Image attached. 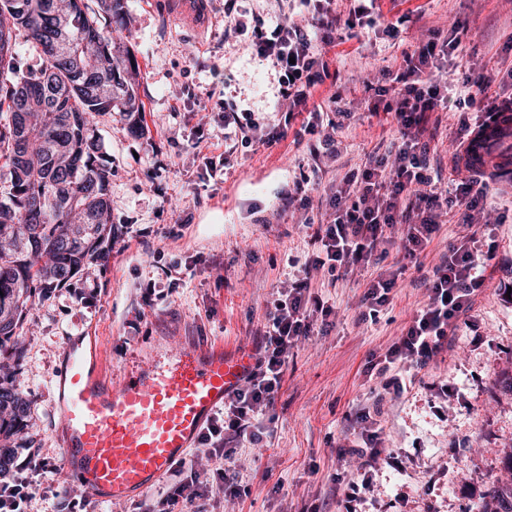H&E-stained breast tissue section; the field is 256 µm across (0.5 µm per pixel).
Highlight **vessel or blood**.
Returning <instances> with one entry per match:
<instances>
[{
	"label": "vessel or blood",
	"instance_id": "vessel-or-blood-1",
	"mask_svg": "<svg viewBox=\"0 0 512 512\" xmlns=\"http://www.w3.org/2000/svg\"><path fill=\"white\" fill-rule=\"evenodd\" d=\"M480 127L463 173L484 171L493 142L512 133V105L500 104ZM255 364L247 348L158 349L115 384L88 378L81 357L68 352L69 397L61 412L66 473L102 503L146 492L184 459Z\"/></svg>",
	"mask_w": 512,
	"mask_h": 512
}]
</instances>
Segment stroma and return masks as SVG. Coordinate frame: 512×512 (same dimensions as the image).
<instances>
[{"label": "stroma", "mask_w": 512, "mask_h": 512, "mask_svg": "<svg viewBox=\"0 0 512 512\" xmlns=\"http://www.w3.org/2000/svg\"><path fill=\"white\" fill-rule=\"evenodd\" d=\"M171 0H124L128 15L118 41L137 60L144 104L140 127L122 114L95 120L102 153L112 163V251L66 286L36 298L24 323V360L16 379L29 403L10 476L29 450L62 461L59 378L66 349L86 341L91 361L120 381L149 346L177 351L193 343L249 348L279 288L304 275L313 247L287 203L294 183L311 171L307 147L324 128L305 132L289 118L278 76L235 33L224 0H207V27L174 16ZM400 21L397 37L382 22ZM457 30V52L442 61L450 82L485 76L490 107L512 99V0H375L371 17L349 40L324 50L328 76L314 102L339 94L353 116L336 130L341 157L322 159L321 184L311 196L315 219H327V199L345 173L364 163L380 142L398 135L390 115L370 114V83L397 68L404 53L433 35ZM255 112L285 136L242 146L224 136L223 103ZM475 112L439 111L428 122L431 163L452 179L451 159L461 122ZM480 248L485 283L459 321L448 351L416 376L398 398L384 399L373 420L395 456L381 466L360 512H477L504 479L512 452V177L498 179ZM464 214L448 210L427 250L413 257L390 247L383 261L331 278L313 275L333 311L325 326L302 338L285 369L274 403L264 411L269 434L241 442L224 480L242 488L233 502L204 500L206 512H336L357 463L340 458L357 418L371 408L380 377L368 374L427 299L440 257L463 235ZM178 278L166 275L170 263ZM396 276L391 301L362 320L367 282ZM47 488L33 512H57L81 493L63 470L33 473Z\"/></svg>", "instance_id": "stroma-1"}]
</instances>
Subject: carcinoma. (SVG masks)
<instances>
[{
  "mask_svg": "<svg viewBox=\"0 0 512 512\" xmlns=\"http://www.w3.org/2000/svg\"><path fill=\"white\" fill-rule=\"evenodd\" d=\"M0 0V355L23 361L17 348L28 304L68 282L87 263L106 258L112 228V166L100 151L93 118L139 116L138 63L113 33L125 20L124 0ZM70 40L57 42L59 16ZM37 63L17 65L18 36ZM27 124L33 151L14 162L17 122ZM39 203L34 209L31 203ZM25 402L0 373V470L25 428ZM478 512H512V484L498 487Z\"/></svg>",
  "mask_w": 512,
  "mask_h": 512,
  "instance_id": "cac0c4a2",
  "label": "carcinoma"
}]
</instances>
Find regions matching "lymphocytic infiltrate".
<instances>
[{
	"instance_id": "lymphocytic-infiltrate-1",
	"label": "lymphocytic infiltrate",
	"mask_w": 512,
	"mask_h": 512,
	"mask_svg": "<svg viewBox=\"0 0 512 512\" xmlns=\"http://www.w3.org/2000/svg\"><path fill=\"white\" fill-rule=\"evenodd\" d=\"M299 2L308 14L306 24L291 19L270 24L255 18L251 46L277 71L280 93L289 110L307 107L303 128L327 125L328 134L309 148L317 162L339 155L332 135L340 126L338 96L328 97L323 106L308 104L324 82L327 64L322 49L336 42L332 24L326 19L332 0ZM459 45L452 33L439 42L428 40L404 54L398 71H383L384 83L375 93L383 97L382 110L396 123L399 138L384 150L373 151L362 169L346 173L345 187L332 202L331 221L316 222L310 213V176L296 182L295 198L306 212L302 225L311 231L315 253L305 265L306 277L281 289L273 300L263 329L254 340L255 370L214 414L198 439L200 451L216 476H223L226 461L233 457L230 442L241 438L253 445L262 442L265 431L259 417L282 386L290 351L301 338L309 336L315 314L331 312L313 290L311 271H352L369 264L379 248L395 238L400 239L406 254L422 253L431 244L449 205L469 213L484 212L492 176L484 174L462 183L455 198H448L436 189L440 176L430 164V144L424 138L431 112L450 104L461 110L474 108L491 85L490 79L481 76L452 88L439 77L440 56L453 54ZM477 242L475 234L463 236L435 266L427 301L377 362L384 393L400 394L407 382L447 349L458 321L471 310L484 285ZM368 420V415H360L356 443L345 450L346 455L357 458L360 479L369 478L379 463L392 459L378 433L369 429ZM173 475L174 483L158 502L160 512H174L179 504L191 506L202 496L195 465L179 462ZM359 481L348 484L346 512H357Z\"/></svg>"
}]
</instances>
